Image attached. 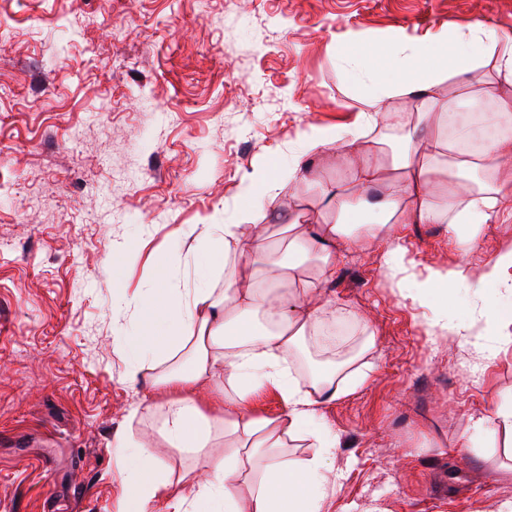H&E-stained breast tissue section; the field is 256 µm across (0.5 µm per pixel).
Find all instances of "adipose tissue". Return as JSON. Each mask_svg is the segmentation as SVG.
Listing matches in <instances>:
<instances>
[{
  "instance_id": "ef3b65f1",
  "label": "adipose tissue",
  "mask_w": 512,
  "mask_h": 512,
  "mask_svg": "<svg viewBox=\"0 0 512 512\" xmlns=\"http://www.w3.org/2000/svg\"><path fill=\"white\" fill-rule=\"evenodd\" d=\"M342 60L357 71L352 90L365 110L349 123L309 126L299 153L288 161L289 184L313 188L327 207L314 233L282 244L263 224L188 227L183 237L191 242L185 264L190 287H171L167 268H160L140 309L129 375L151 370L154 396L147 411L158 419L159 437L193 455L205 477L171 494L172 470L157 463L150 443H135L120 477L124 512H147L154 499L166 496L172 512H326V462L338 440L319 422L316 406L355 391L367 375L344 382L331 372L305 384L291 371L300 341L336 318L324 281L364 239L384 241L387 275L404 273V255L393 237L398 226L442 225L467 254L486 225L512 217V98L502 95L512 85V32L479 21L446 25L422 38L396 35L354 45ZM488 65L496 80L485 79ZM447 82L469 86L494 107L490 119L499 132L481 151L458 149L448 138L460 128L461 98L435 94ZM404 95L417 104L391 154L396 175L388 178L365 137ZM323 153L346 166L345 183L303 176V157ZM458 284L486 301L502 343L512 342V299L498 294L500 287H512V249L485 262L479 275L461 263L409 280L408 291L421 299ZM224 377L229 387L220 386ZM209 384L216 387L215 417L195 398L196 388ZM267 385L281 392L283 417L253 415L250 399ZM289 439L310 441L314 455L288 458L283 447Z\"/></svg>"
}]
</instances>
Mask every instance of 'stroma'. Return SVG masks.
Listing matches in <instances>:
<instances>
[{"label": "stroma", "instance_id": "stroma-1", "mask_svg": "<svg viewBox=\"0 0 512 512\" xmlns=\"http://www.w3.org/2000/svg\"><path fill=\"white\" fill-rule=\"evenodd\" d=\"M477 18L512 29V0H0V512H121L115 442L152 423L123 335L159 263L186 286L179 229L246 223V174L355 118L346 39ZM298 210L322 213L284 185L264 221ZM398 242L409 277L477 273L512 220L466 257L438 224ZM380 250L363 243L327 285L374 346L354 361L368 380L317 407L339 438L326 510L500 512L512 435L466 429L512 402V344L466 287L411 298ZM443 312L470 335L432 328Z\"/></svg>", "mask_w": 512, "mask_h": 512}]
</instances>
